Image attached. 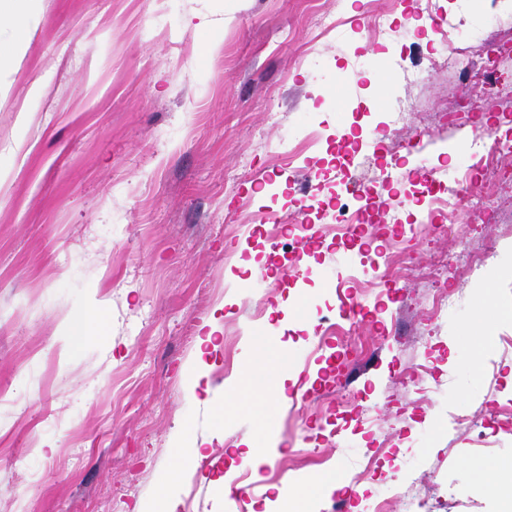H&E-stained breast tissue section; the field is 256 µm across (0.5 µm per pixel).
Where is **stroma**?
Wrapping results in <instances>:
<instances>
[{
	"mask_svg": "<svg viewBox=\"0 0 512 512\" xmlns=\"http://www.w3.org/2000/svg\"><path fill=\"white\" fill-rule=\"evenodd\" d=\"M393 2L0 0L14 17L0 44L26 42L0 57V512H139L186 448L201 454L176 512H281L336 473L354 478L356 512H500L467 466L512 459V320L484 315L512 310V181L492 222L455 239L433 231L446 216L390 191L350 240L327 217L347 181L399 177L397 158L463 172L458 145L512 127V85L475 99L459 72H430V37L401 29L371 66L368 14ZM425 8L469 70L492 51L512 75L501 0ZM392 112L407 121L377 134L388 150L375 153L363 141ZM296 131L315 145L273 161L270 145ZM310 170L307 279L287 237L247 223L298 210ZM397 222L414 238H380ZM384 246L423 267L490 258L449 276L455 304L433 332L427 280L394 295L355 286ZM344 299L378 314L361 328L369 356L328 332ZM96 308L106 333L68 346L65 318ZM250 376L251 408L238 401ZM280 383L285 399L266 405ZM367 387L383 407L352 421L338 395Z\"/></svg>",
	"mask_w": 512,
	"mask_h": 512,
	"instance_id": "stroma-1",
	"label": "stroma"
}]
</instances>
